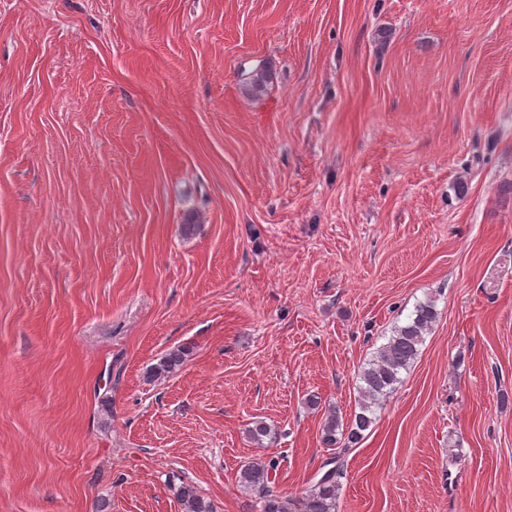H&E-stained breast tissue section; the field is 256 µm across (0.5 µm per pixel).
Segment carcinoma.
Wrapping results in <instances>:
<instances>
[{
    "instance_id": "obj_1",
    "label": "carcinoma",
    "mask_w": 512,
    "mask_h": 512,
    "mask_svg": "<svg viewBox=\"0 0 512 512\" xmlns=\"http://www.w3.org/2000/svg\"><path fill=\"white\" fill-rule=\"evenodd\" d=\"M271 79L269 70L259 65L243 74V85L247 91H265ZM438 312L435 301L417 304L407 320L394 327L387 343L360 373L359 412L355 413L349 426L336 412H329L321 427V441L327 448L343 450L362 438L363 432L373 423L375 409L381 407L400 383L401 374L411 368L419 356L425 336L436 322ZM188 350L176 348L162 356L151 368V377L168 378L184 365ZM249 438L259 444L276 438L274 429L262 420L252 422ZM336 466L329 474L321 475L305 493L298 498H286L269 485V472L275 462H252L239 472L238 483L246 493H256L262 503V512H336V501L340 490L338 478L342 477L344 460L342 455L332 456ZM177 499L182 512H213L212 503L191 484L181 485Z\"/></svg>"
}]
</instances>
